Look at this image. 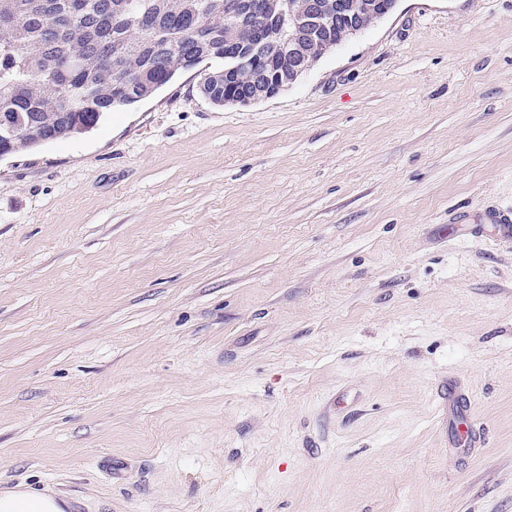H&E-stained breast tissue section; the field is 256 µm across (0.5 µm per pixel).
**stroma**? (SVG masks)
<instances>
[{
    "label": "stroma",
    "instance_id": "1",
    "mask_svg": "<svg viewBox=\"0 0 512 512\" xmlns=\"http://www.w3.org/2000/svg\"><path fill=\"white\" fill-rule=\"evenodd\" d=\"M200 79L0 158V493L512 512V0H400L248 107Z\"/></svg>",
    "mask_w": 512,
    "mask_h": 512
}]
</instances>
